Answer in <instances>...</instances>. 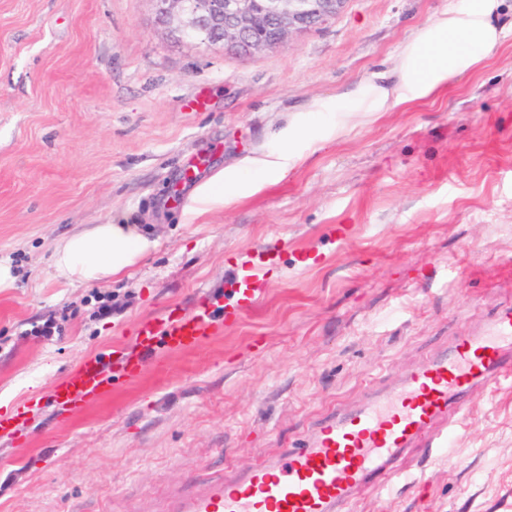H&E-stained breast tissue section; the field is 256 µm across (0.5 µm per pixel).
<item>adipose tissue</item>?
<instances>
[{
	"label": "adipose tissue",
	"mask_w": 512,
	"mask_h": 512,
	"mask_svg": "<svg viewBox=\"0 0 512 512\" xmlns=\"http://www.w3.org/2000/svg\"><path fill=\"white\" fill-rule=\"evenodd\" d=\"M505 7V0H460L404 43L389 77H365L336 100L316 99L305 111L290 114L274 132L273 148L245 156L237 169L205 183L196 201L226 203L259 191L267 182L284 178L305 152L333 140L356 117L436 97L512 38V29L498 22ZM155 247V240L135 225L96 224L60 240L53 267L57 277L69 282L109 281Z\"/></svg>",
	"instance_id": "adipose-tissue-1"
}]
</instances>
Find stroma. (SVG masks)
<instances>
[{
  "label": "stroma",
  "mask_w": 512,
  "mask_h": 512,
  "mask_svg": "<svg viewBox=\"0 0 512 512\" xmlns=\"http://www.w3.org/2000/svg\"><path fill=\"white\" fill-rule=\"evenodd\" d=\"M451 0H348L263 54L179 41L153 0H0V512H163L201 471L253 466L336 404L418 364L512 299V39L439 96L359 118L285 178L223 205L195 190L271 145L312 99L392 67ZM118 218L157 248L69 284L58 241ZM350 225L339 240L331 228ZM279 245L252 312L159 354L69 420L53 383L132 345L142 318L223 295ZM56 320L51 338L31 330ZM451 453L352 512H512V382L475 392Z\"/></svg>",
  "instance_id": "1"
}]
</instances>
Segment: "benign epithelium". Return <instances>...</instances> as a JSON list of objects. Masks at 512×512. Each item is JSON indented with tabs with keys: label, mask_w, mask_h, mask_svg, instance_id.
<instances>
[{
	"label": "benign epithelium",
	"mask_w": 512,
	"mask_h": 512,
	"mask_svg": "<svg viewBox=\"0 0 512 512\" xmlns=\"http://www.w3.org/2000/svg\"><path fill=\"white\" fill-rule=\"evenodd\" d=\"M168 35L260 54L336 18L347 0H153Z\"/></svg>",
	"instance_id": "7a95c632"
}]
</instances>
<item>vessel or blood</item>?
Here are the masks:
<instances>
[{"label": "vessel or blood", "instance_id": "b4317fda", "mask_svg": "<svg viewBox=\"0 0 512 512\" xmlns=\"http://www.w3.org/2000/svg\"><path fill=\"white\" fill-rule=\"evenodd\" d=\"M277 254V246H267L244 260L230 279L233 304L204 297L191 313L142 320L132 352L91 358L57 381L50 398L58 415L70 417L103 399L113 375L133 377L160 352L197 348L249 312ZM511 379L512 305L504 304L394 385L371 390L358 405L322 419L305 443L278 449L231 476L205 475L168 512H350L357 491L386 495L405 482L401 463L411 449L446 455L454 437L451 421L467 410L474 390Z\"/></svg>", "mask_w": 512, "mask_h": 512}]
</instances>
